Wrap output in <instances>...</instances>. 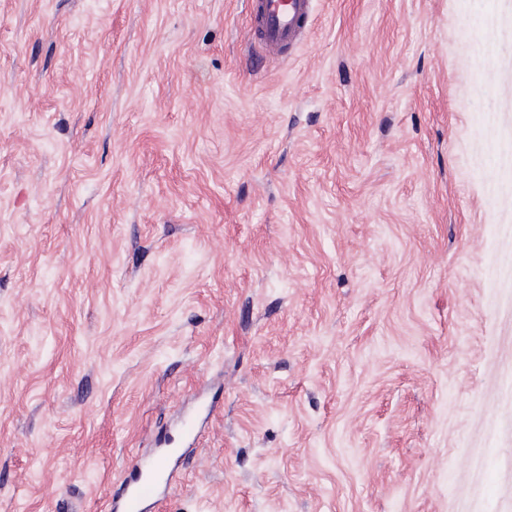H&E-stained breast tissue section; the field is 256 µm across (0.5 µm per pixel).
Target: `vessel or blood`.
I'll return each mask as SVG.
<instances>
[{"mask_svg":"<svg viewBox=\"0 0 512 512\" xmlns=\"http://www.w3.org/2000/svg\"><path fill=\"white\" fill-rule=\"evenodd\" d=\"M313 0H248L249 16L264 46L272 51L294 43L304 30ZM179 450H162L149 460L139 461L124 491L109 502L108 512H146L149 501L164 497L174 477L172 460Z\"/></svg>","mask_w":512,"mask_h":512,"instance_id":"1","label":"vessel or blood"}]
</instances>
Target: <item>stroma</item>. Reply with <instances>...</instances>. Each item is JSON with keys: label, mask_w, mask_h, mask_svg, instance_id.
I'll return each instance as SVG.
<instances>
[{"label": "stroma", "mask_w": 512, "mask_h": 512, "mask_svg": "<svg viewBox=\"0 0 512 512\" xmlns=\"http://www.w3.org/2000/svg\"><path fill=\"white\" fill-rule=\"evenodd\" d=\"M512 512V0H0V512ZM313 0H248L249 16L263 45L278 51L304 30ZM181 448L159 451L149 460H140L132 477L125 479L124 491L119 498L108 502L109 512H144L149 501L164 498L167 487L174 477L171 460L181 457Z\"/></svg>", "instance_id": "1"}]
</instances>
